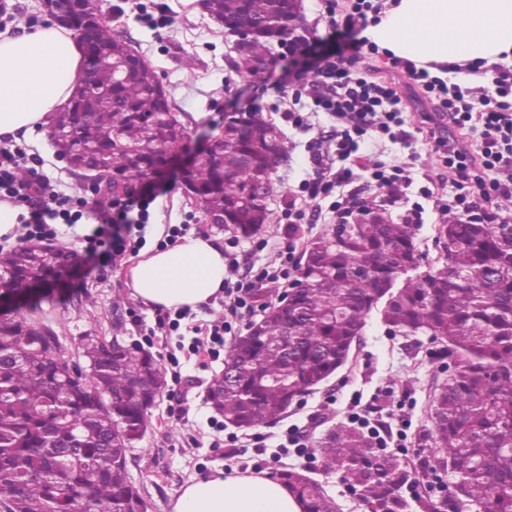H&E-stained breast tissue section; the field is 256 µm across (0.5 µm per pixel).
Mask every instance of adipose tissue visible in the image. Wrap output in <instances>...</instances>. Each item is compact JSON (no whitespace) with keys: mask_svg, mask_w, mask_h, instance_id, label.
<instances>
[{"mask_svg":"<svg viewBox=\"0 0 512 512\" xmlns=\"http://www.w3.org/2000/svg\"><path fill=\"white\" fill-rule=\"evenodd\" d=\"M364 36L380 50L413 61L472 66L512 60V0H399ZM83 77L73 32L44 25L0 34V136L48 128ZM227 267L212 237L144 248L127 271L133 297L154 309L196 310L224 287ZM172 512H302L287 484L267 473H213L185 485Z\"/></svg>","mask_w":512,"mask_h":512,"instance_id":"ef3b65f1","label":"adipose tissue"}]
</instances>
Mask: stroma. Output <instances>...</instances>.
I'll use <instances>...</instances> for the list:
<instances>
[{
	"mask_svg": "<svg viewBox=\"0 0 512 512\" xmlns=\"http://www.w3.org/2000/svg\"><path fill=\"white\" fill-rule=\"evenodd\" d=\"M108 2L112 28L123 32L163 83L171 111L184 128V143L162 175L143 183L141 195L152 200L148 223L133 229L113 225L111 260L90 250L84 239L98 224L99 211L84 212L73 224L55 220V247L75 252L80 262L58 284L43 289L34 302L39 318L56 332L70 362L81 360L79 336L95 333L125 345L147 347L166 372H179V380H168L152 409L144 438L127 455L129 477L149 512H170L172 501L187 482L218 469L273 475L286 467L321 483L339 505V512H451L444 499L411 495L407 482L416 475L429 480L444 472L431 446L429 412L434 389L447 378L453 361L441 343L430 337L389 331L379 313H372L346 365L294 402L280 420L238 431L211 410L206 390L224 368L223 358L212 357L206 348L214 326L230 323L224 335L229 343L245 333L266 304L278 302L291 288L290 278L299 272L306 245L337 222L330 199H310L303 188L318 169L348 167L332 140L339 124L331 114L316 108L309 95L294 96L287 87L283 45H275V64L268 73L258 78L242 76L235 66L234 37L202 10L200 0ZM302 21L309 42L319 53H339L363 38L361 24L350 22L342 12L329 14L326 0H302ZM390 62L389 55L369 53L354 62L352 71L358 78L385 80L391 78ZM394 81L405 105L407 143L368 131L360 144L359 166L352 168L351 178L336 193L346 206L365 200L394 221L412 225L424 268H439L446 255L439 237L441 224L453 216L511 219L512 196L454 207L462 177L444 164L435 142L456 140L475 146L480 132L459 129L445 114L437 115L432 132H419L421 116L436 114L435 103L416 95L407 75ZM245 106L261 110L274 122L286 148L273 173L269 221L260 234L248 239L204 223L198 203L186 195L179 175L207 136L222 131L225 112ZM10 147L39 157L41 171L56 191L92 197V183L56 156L49 138L34 136L11 142ZM398 162L408 163L410 185L381 189L370 183V168ZM159 225L167 231L184 225L190 232L218 238L234 279L255 283L247 307L231 311L230 299L222 293L199 310L182 311L178 329L155 331L157 312L131 297L126 273L140 251L156 243ZM287 248L292 251L289 279L257 280L261 269L280 268V253ZM343 427L373 434L375 462L389 458L398 462L387 477L386 493L379 503L367 502L363 485L323 467V446L331 432ZM292 429L302 433L303 447L286 446L285 436ZM223 434L237 435L236 447H214V440Z\"/></svg>",
	"mask_w": 512,
	"mask_h": 512,
	"instance_id": "obj_1",
	"label": "stroma"
}]
</instances>
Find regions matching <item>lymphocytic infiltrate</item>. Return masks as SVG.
<instances>
[{
  "label": "lymphocytic infiltrate",
  "instance_id": "lymphocytic-infiltrate-1",
  "mask_svg": "<svg viewBox=\"0 0 512 512\" xmlns=\"http://www.w3.org/2000/svg\"><path fill=\"white\" fill-rule=\"evenodd\" d=\"M407 73L424 93L436 94L437 111L448 113L457 125L482 129L476 149L445 142L435 146L447 164L458 166L464 175L457 204H466L473 197L488 201L493 195L512 192V70H498L493 92L485 94L479 107L459 85L447 84L412 66ZM308 91L317 107L343 123V130L336 133V147L342 157L356 154L360 136L373 127L395 140L406 137L402 101L388 84L353 78L333 56L319 57ZM24 159L23 152L0 150V199L23 208L19 221L29 225L31 236L48 238L53 234L48 220L71 199L55 192L38 169H31L28 180H18L16 171Z\"/></svg>",
  "mask_w": 512,
  "mask_h": 512
}]
</instances>
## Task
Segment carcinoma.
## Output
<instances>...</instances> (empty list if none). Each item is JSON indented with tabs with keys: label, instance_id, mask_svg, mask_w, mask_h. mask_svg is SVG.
I'll return each instance as SVG.
<instances>
[{
	"label": "carcinoma",
	"instance_id": "obj_1",
	"mask_svg": "<svg viewBox=\"0 0 512 512\" xmlns=\"http://www.w3.org/2000/svg\"><path fill=\"white\" fill-rule=\"evenodd\" d=\"M216 18L255 29L236 68L272 56L273 18L288 20V0H209ZM66 28L95 68L97 89L82 83L55 128L54 147L76 168L106 171L115 185L135 188L166 162L165 149L184 135L171 118L155 70L116 34L108 20L82 31L81 10ZM284 152L260 111L224 123L216 146L184 175L202 207L224 216L222 227L250 238L269 219L272 174ZM444 265L387 289L422 254L409 224L382 217L338 224L307 245L288 304L237 337L225 355L234 376L209 392L224 420L250 428L275 422L291 401L343 367L380 300L383 321L405 336L447 343L458 365L435 390L430 434L444 456L462 512H512V234L499 224L458 218L441 225ZM72 253L50 255L25 245L0 254V294L21 285L42 288L66 269ZM36 309L0 312V499L9 512H141L144 500L128 477L127 452L141 440L148 414L165 387V370L143 349L108 355L96 337L79 348L87 369L69 363L58 336ZM372 442L356 430L331 437L323 466L360 481L357 464ZM279 478L303 512H336L322 486L294 469Z\"/></svg>",
	"mask_w": 512,
	"mask_h": 512
}]
</instances>
